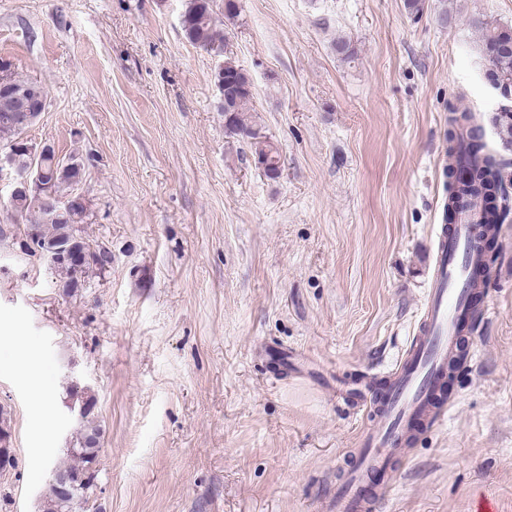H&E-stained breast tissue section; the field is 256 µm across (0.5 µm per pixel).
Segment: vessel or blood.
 I'll return each mask as SVG.
<instances>
[{"label":"vessel or blood","instance_id":"obj_1","mask_svg":"<svg viewBox=\"0 0 512 512\" xmlns=\"http://www.w3.org/2000/svg\"><path fill=\"white\" fill-rule=\"evenodd\" d=\"M493 230L472 204L458 205L453 224L440 226L434 276L410 351L384 392L371 393L374 418L365 449L329 496L328 512H375V502L363 494L364 484L402 451L414 422L429 415L428 400L461 336L470 330V296L484 287L483 282H471L470 274L480 266L483 240Z\"/></svg>","mask_w":512,"mask_h":512}]
</instances>
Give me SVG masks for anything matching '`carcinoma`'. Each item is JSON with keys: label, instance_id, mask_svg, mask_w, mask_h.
<instances>
[{"label": "carcinoma", "instance_id": "cac0c4a2", "mask_svg": "<svg viewBox=\"0 0 512 512\" xmlns=\"http://www.w3.org/2000/svg\"><path fill=\"white\" fill-rule=\"evenodd\" d=\"M475 27L481 31V51L487 63L493 68L498 79L506 84L504 94L512 95V31L488 22L478 21ZM185 37L192 44L211 51L224 44V32L213 18L212 0H189L182 16ZM217 82L232 88L234 103L232 109L224 112V130L227 134L249 141L253 155L271 156L282 160L279 147L263 135L257 127L247 104L252 96V83L248 75L234 61L224 60V68L216 75ZM35 82L21 78L15 71H7L6 86H0V143L14 150L19 139L17 125L13 117L22 108H34V103L20 97L23 90L32 88ZM465 124L451 134L450 141L463 158L461 166L471 173V182L458 184L453 195L449 196L448 207L460 199L475 197L481 202L484 217H496L497 212L508 216L512 211L509 194L500 182L501 163L485 150L476 136V128L470 125L471 116L463 114ZM496 124L505 139H512V107L499 109ZM73 166L62 168L52 157L42 159L41 164L48 174L47 187L37 195L10 197L11 208L20 216L30 217L25 225V239L18 242L22 254L33 256L36 250L55 246L78 234L76 224L85 222L83 213L74 209L60 215L53 224L43 223L46 209L59 203V199L69 194L83 174L84 167L76 158H71ZM112 266V252L98 247L91 253L80 270L79 280L86 282L94 274H101ZM83 401L86 407L82 420L76 429L72 444L63 449V459L54 467L72 475H83L87 467L98 461L101 448L102 427L95 413V398L89 395V388H83ZM74 387L67 386V396L80 394ZM94 485H78L68 498L61 497L55 479H50L43 494L42 512H73L75 505L88 500Z\"/></svg>", "mask_w": 512, "mask_h": 512}]
</instances>
